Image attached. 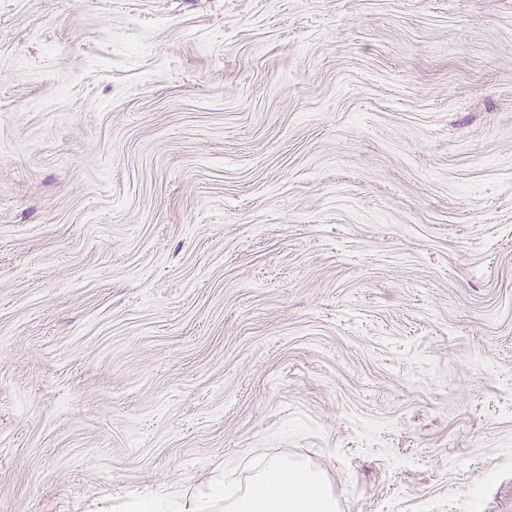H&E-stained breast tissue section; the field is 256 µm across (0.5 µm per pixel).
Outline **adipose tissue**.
<instances>
[{
    "label": "adipose tissue",
    "instance_id": "adipose-tissue-1",
    "mask_svg": "<svg viewBox=\"0 0 512 512\" xmlns=\"http://www.w3.org/2000/svg\"><path fill=\"white\" fill-rule=\"evenodd\" d=\"M222 497L228 500L226 512H336V498L325 477L284 456L266 459L240 494L227 497L215 488L177 502L167 496L141 495L132 499L129 512H211Z\"/></svg>",
    "mask_w": 512,
    "mask_h": 512
}]
</instances>
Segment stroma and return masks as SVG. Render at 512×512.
<instances>
[{"mask_svg": "<svg viewBox=\"0 0 512 512\" xmlns=\"http://www.w3.org/2000/svg\"><path fill=\"white\" fill-rule=\"evenodd\" d=\"M273 455L512 512V0H0V512Z\"/></svg>", "mask_w": 512, "mask_h": 512, "instance_id": "stroma-1", "label": "stroma"}]
</instances>
